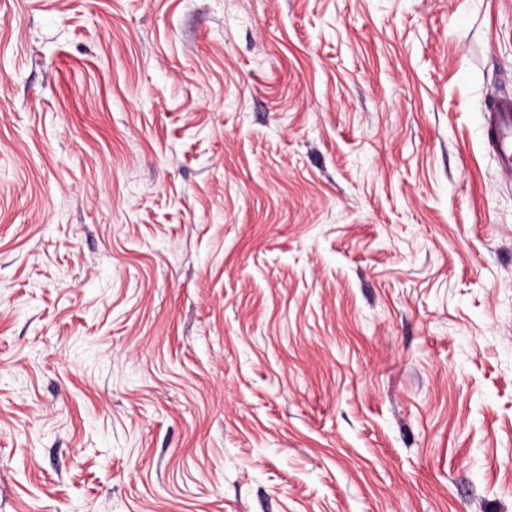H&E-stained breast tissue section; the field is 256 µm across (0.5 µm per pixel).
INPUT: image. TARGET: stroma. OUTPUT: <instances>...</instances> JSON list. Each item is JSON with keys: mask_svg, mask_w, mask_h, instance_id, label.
I'll return each mask as SVG.
<instances>
[{"mask_svg": "<svg viewBox=\"0 0 512 512\" xmlns=\"http://www.w3.org/2000/svg\"><path fill=\"white\" fill-rule=\"evenodd\" d=\"M512 0H0V512H512ZM489 113L491 117L488 130L489 143L499 155L505 167L510 169L512 162V152L509 150V142L512 140V99L496 101Z\"/></svg>", "mask_w": 512, "mask_h": 512, "instance_id": "obj_1", "label": "stroma"}]
</instances>
